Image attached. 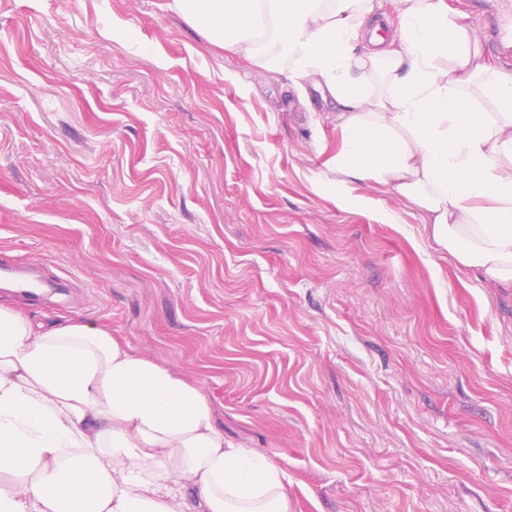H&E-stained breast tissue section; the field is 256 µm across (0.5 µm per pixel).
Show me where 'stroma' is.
<instances>
[{
  "label": "stroma",
  "mask_w": 512,
  "mask_h": 512,
  "mask_svg": "<svg viewBox=\"0 0 512 512\" xmlns=\"http://www.w3.org/2000/svg\"><path fill=\"white\" fill-rule=\"evenodd\" d=\"M173 0H0V256L196 384L290 512H512V289L337 174L327 89Z\"/></svg>",
  "instance_id": "35a3bbf8"
}]
</instances>
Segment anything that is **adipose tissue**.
Here are the masks:
<instances>
[{
	"label": "adipose tissue",
	"instance_id": "ef3b65f1",
	"mask_svg": "<svg viewBox=\"0 0 512 512\" xmlns=\"http://www.w3.org/2000/svg\"><path fill=\"white\" fill-rule=\"evenodd\" d=\"M248 60L288 54L336 103L337 173L422 209L437 246L485 287L512 288V73L470 15L400 0H174ZM495 104L475 108L471 89ZM286 474L226 442L199 388L103 327L34 325L0 304V512H290Z\"/></svg>",
	"mask_w": 512,
	"mask_h": 512
}]
</instances>
